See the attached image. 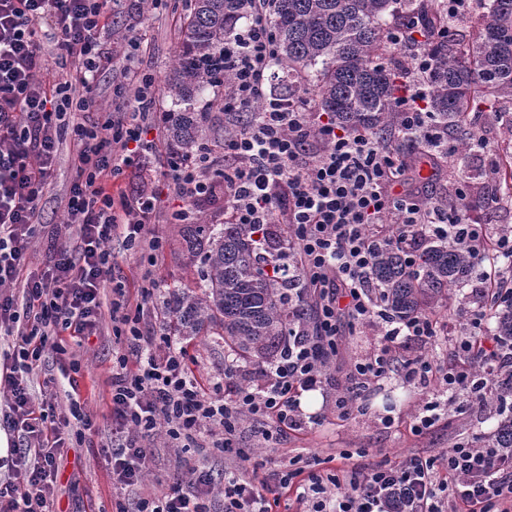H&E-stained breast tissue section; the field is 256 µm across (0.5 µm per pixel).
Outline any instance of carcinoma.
I'll return each mask as SVG.
<instances>
[{
    "label": "carcinoma",
    "instance_id": "cac0c4a2",
    "mask_svg": "<svg viewBox=\"0 0 512 512\" xmlns=\"http://www.w3.org/2000/svg\"><path fill=\"white\" fill-rule=\"evenodd\" d=\"M476 27L455 28L440 0H269V16L279 51L269 93L296 97L297 84L281 72L311 78L320 109L336 123L380 137L398 128L397 64L388 29L400 15H417L431 28H448L435 38V67L428 79L429 107L438 128L448 135L451 154L461 163L472 157L469 112L477 101H512V0H479ZM244 19L243 0H189L181 20L182 40L164 94L177 107L167 125V145L176 156L190 155L208 140L207 115L196 110L206 89L229 83L224 73V40ZM408 162L439 154L415 139ZM498 195L512 201V151L503 150L492 167ZM190 258L203 269L193 288L174 289L166 305L174 314L175 335L219 336L231 350L270 362L287 344L289 324L302 312L288 303V271L269 277L264 264L278 259L275 247L255 238L250 224H208L195 218L184 225ZM474 269L470 255L433 240L410 265L400 251L381 245L369 269L381 291L384 309L396 319L425 315L448 299V289L468 285ZM491 331L512 342V304L489 302ZM496 428L484 436L492 448H512V403L497 399Z\"/></svg>",
    "mask_w": 512,
    "mask_h": 512
}]
</instances>
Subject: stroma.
<instances>
[{
  "label": "stroma",
  "mask_w": 512,
  "mask_h": 512,
  "mask_svg": "<svg viewBox=\"0 0 512 512\" xmlns=\"http://www.w3.org/2000/svg\"><path fill=\"white\" fill-rule=\"evenodd\" d=\"M186 6L187 0H165L164 5L148 9L129 22L132 32L138 35L141 42L132 70L153 77L155 99L159 109L164 111L172 108L170 100L163 95V86L182 39L181 18ZM119 77V71L110 69L98 75L92 91L95 104L90 111L77 114V122L94 125L103 122L108 113L124 110L123 99L114 94ZM223 100V88L214 87L197 102L198 109L208 114L211 128L210 163L215 170L224 167L221 148L224 141ZM470 119L480 129L489 146L488 154L472 159L471 164L489 169L493 153L512 142V128L496 113L490 112L483 102L476 103L472 108ZM75 151L72 141L62 142L54 172L40 202L42 223L67 242L75 237L74 228L66 226L64 216L65 195L75 174L72 165ZM453 183L465 185L468 215L473 221L494 228L512 225V206L494 211L488 209L483 193L485 179L466 178L454 159L447 158L436 166L407 172L405 187L423 200L453 207L457 199L448 191ZM115 186L130 195L151 186L157 194V217L151 226V233L160 239L162 247L154 253L152 261L141 259L139 251L127 249L121 240H114L109 245L112 274L125 283L130 304H143L141 329L149 332L168 318L169 313L159 297L142 300V288L147 279L158 281L164 292L172 288H191L200 277L202 264L189 260L182 225L169 221L170 214L183 207V199L171 193L164 183L153 182L151 169L129 168ZM467 306V301L459 295H451L447 303L441 304L434 312L436 319L450 324L449 336L438 337L435 342L425 346L395 344L393 355L396 361L422 355L441 364H453V338L465 328ZM380 340L381 335L374 327L342 329L336 346V380H344L347 367L372 354ZM123 348V342L108 332L104 336L90 338L82 348L77 349L76 357L80 362L78 372L63 376L59 361L50 357L33 376L32 389L35 394H55L59 406L63 408L67 407L69 397H77L95 425L94 431L87 434L83 447L68 449L64 454L52 504L53 512H110L114 494L112 464L103 448L112 442V354ZM187 348L193 357L192 368L200 378L221 375L225 368L231 366L236 370L232 379L234 385L256 388L267 381L265 364L230 351L218 337H197L188 343ZM432 394L429 388L415 389L403 385L399 377L393 374L362 393L360 402L366 406V413L341 418L335 408L336 389L330 386L320 392L314 408L315 413L321 416L318 425L302 435L281 441L277 448L271 449L262 443L260 424L247 420L239 428L238 445L253 449L254 461H262L269 471L298 454L324 469L354 468L367 471L381 463L398 465L416 455H436L461 439L482 436L494 429L495 419L486 418L479 410L477 400L461 393L431 430L420 436L413 435L409 430L410 421ZM149 454L152 465L144 478L145 488L164 490L187 469L200 467L210 472L214 482L209 502L211 512H224L221 483L226 461L222 452L213 448H171L163 437L158 436Z\"/></svg>",
  "instance_id": "35a3bbf8"
}]
</instances>
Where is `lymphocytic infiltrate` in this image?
I'll list each match as a JSON object with an SVG mask.
<instances>
[{"mask_svg": "<svg viewBox=\"0 0 512 512\" xmlns=\"http://www.w3.org/2000/svg\"><path fill=\"white\" fill-rule=\"evenodd\" d=\"M109 2L0 0V342L8 345L0 357V391L7 394L0 427L22 440L0 456V468L7 471L0 479V512H50L63 453L81 447L94 424L78 400L61 413L52 399L35 398L31 375L48 354L67 355L64 338L100 335L107 322L128 347L116 353L112 367L116 489L142 485L149 465L146 443L160 426L174 447L208 444L244 462L250 453L235 445L243 418L261 422L267 440L302 431L307 420L300 397L328 386L341 324L354 328L377 321L381 347L349 369L336 396L338 415L353 414L364 389L391 372L398 338L427 344L443 331L426 315L384 318L368 277L373 249L383 242L410 256L416 241L445 236L477 266L473 305L464 333L455 339V364L420 355L399 373L403 384L440 391L414 415L412 432L424 433L439 421L446 408L442 394L487 392L504 366V349L485 326L484 302L496 296L499 281H512V269L498 264L512 259V235L494 236L487 225L470 223L462 209L450 211L399 192L406 165L397 146L336 125L309 99L271 97L268 79L278 49L266 21V0H245L247 22L224 43V69L232 75L224 110H255L259 117L224 140L223 181L210 178L204 151L170 161L163 178L188 202L173 213L176 223L191 222L193 203L220 188L230 223L255 224L263 232L287 225L280 251L300 257L290 292L315 296L312 315L290 326L288 347L270 365L264 388L240 387L229 396L224 387L232 369L201 381L185 346L164 333H143L124 286L112 280L108 244L118 236L159 248V241L147 238L156 196L148 190L133 196L113 192L112 180L146 161L155 149L150 132L171 115L154 109L153 79L145 74L138 78L133 109L94 126L65 121L66 114L92 106L96 78L111 63L102 42ZM45 27L55 39L52 60L38 37ZM422 32L416 25L389 32L392 45L409 61L402 71L398 136L419 135L442 149L447 139L433 125L425 95L433 42ZM69 62L80 72L77 82L49 81L52 67ZM68 134L78 150L65 212L77 242L51 240L45 269L30 272L29 245L45 230L38 205ZM390 213L397 214L398 227L388 225ZM211 491L209 471L193 468L166 490L115 500L112 512H209ZM284 497L298 512H512V452L463 439L436 456L345 477L289 464L257 482L224 475V512H275Z\"/></svg>", "mask_w": 512, "mask_h": 512, "instance_id": "lymphocytic-infiltrate-1", "label": "lymphocytic infiltrate"}]
</instances>
